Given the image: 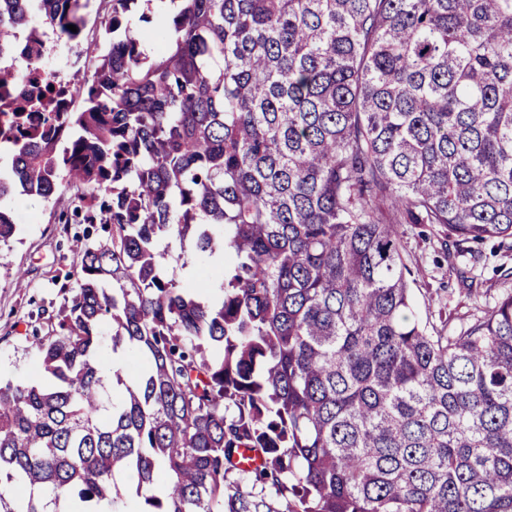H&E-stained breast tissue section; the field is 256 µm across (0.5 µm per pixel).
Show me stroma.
<instances>
[{
	"instance_id": "obj_1",
	"label": "stroma",
	"mask_w": 512,
	"mask_h": 512,
	"mask_svg": "<svg viewBox=\"0 0 512 512\" xmlns=\"http://www.w3.org/2000/svg\"><path fill=\"white\" fill-rule=\"evenodd\" d=\"M101 21L94 13L87 17L83 41L57 64L61 76L69 79L94 70L103 42ZM10 206L20 231L0 246V378L38 382L43 367L33 341L50 332L49 317L74 293L70 243L84 227L57 223L59 206L51 200L18 196ZM401 244L420 318L437 319L443 310L470 321L512 289V278L501 274L512 267V248L497 241L472 245L469 253L451 258L447 252L452 244L436 227L406 224ZM156 261L165 275L196 298L210 290L204 273L212 266L211 256L199 252L193 240H163Z\"/></svg>"
}]
</instances>
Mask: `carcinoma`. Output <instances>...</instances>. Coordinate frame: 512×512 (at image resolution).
I'll return each mask as SVG.
<instances>
[{
    "mask_svg": "<svg viewBox=\"0 0 512 512\" xmlns=\"http://www.w3.org/2000/svg\"><path fill=\"white\" fill-rule=\"evenodd\" d=\"M110 2L82 111L56 79L0 98V244L17 191L107 233L74 240L43 381L0 383V512H128L120 475L140 512H512V291L421 320L399 233L512 239V0H168L151 56L152 0ZM89 4L0 0V88ZM189 236L232 255L217 304L156 264ZM154 5L156 7L154 10L155 18L153 19V22L150 24H146V23L137 21V18L139 16V14L141 13L142 8H139V10L132 13L136 29L140 30L141 34H142L143 49L148 54H152L155 49V45H154L153 41L151 40L150 34H149L150 28L156 20H161V19L165 18L169 14L170 8H171V6L169 5V2H164V3L154 2ZM109 333L106 331V335L103 336L102 346H101V362L103 364H109L112 361V368L122 367L125 363L126 357V374L129 380H132L137 375V357L133 351H126L124 355L122 353H117L112 355V344L110 341Z\"/></svg>",
    "mask_w": 512,
    "mask_h": 512,
    "instance_id": "1",
    "label": "carcinoma"
}]
</instances>
